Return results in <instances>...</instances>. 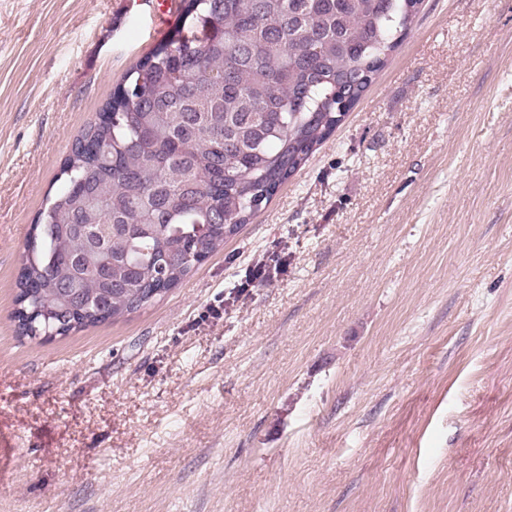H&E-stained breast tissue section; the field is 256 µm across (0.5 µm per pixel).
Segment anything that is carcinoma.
<instances>
[{
    "instance_id": "1",
    "label": "carcinoma",
    "mask_w": 512,
    "mask_h": 512,
    "mask_svg": "<svg viewBox=\"0 0 512 512\" xmlns=\"http://www.w3.org/2000/svg\"><path fill=\"white\" fill-rule=\"evenodd\" d=\"M423 0H178L65 158L17 281L18 332L125 317L224 245L338 127ZM109 230L102 249L85 231Z\"/></svg>"
}]
</instances>
